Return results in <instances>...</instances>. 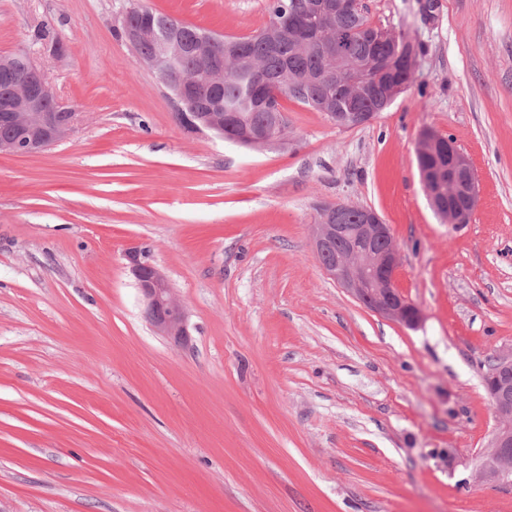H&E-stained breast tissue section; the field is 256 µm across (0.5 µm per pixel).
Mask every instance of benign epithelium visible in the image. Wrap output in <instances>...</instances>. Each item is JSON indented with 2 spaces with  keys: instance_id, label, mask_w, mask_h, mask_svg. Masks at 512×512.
I'll return each instance as SVG.
<instances>
[{
  "instance_id": "1",
  "label": "benign epithelium",
  "mask_w": 512,
  "mask_h": 512,
  "mask_svg": "<svg viewBox=\"0 0 512 512\" xmlns=\"http://www.w3.org/2000/svg\"><path fill=\"white\" fill-rule=\"evenodd\" d=\"M131 45L152 42L157 56L149 60L154 69L159 61L170 64L159 73L169 90L177 111L195 131H208L236 144L259 148L284 140L280 118L272 116L261 126L231 127L224 115L200 108L204 94L215 95L224 89V67L218 61L208 66L207 92H202L193 70L175 61L185 57V49H175L172 35L160 32L150 10H128L122 17ZM212 41L204 39L193 51L194 58L208 54ZM76 113L65 107L56 89L48 81L44 68L27 56L25 71L11 82L9 105L0 114V124L9 129L0 133V151L33 154L46 150L64 139L72 130ZM429 197L444 211L450 224L467 222L477 202L474 171L468 158L453 143H448L446 168L431 166L423 173ZM355 207L349 202L327 204L320 208L319 223L314 225L312 244L323 270L349 291L368 309L406 328H417L423 319L421 310L408 301L395 285L399 252L390 225L369 208L360 209L361 223L344 224L342 214ZM131 270L146 299V317L155 331L176 343L187 341V317L184 305L174 295L166 275L156 266L141 260L140 254H127ZM490 401L494 426L488 451L476 473L480 482L512 484V353L497 356L483 377Z\"/></svg>"
}]
</instances>
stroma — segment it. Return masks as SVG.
<instances>
[{"instance_id":"1","label":"stroma","mask_w":512,"mask_h":512,"mask_svg":"<svg viewBox=\"0 0 512 512\" xmlns=\"http://www.w3.org/2000/svg\"><path fill=\"white\" fill-rule=\"evenodd\" d=\"M363 3L412 42L408 91L352 128L283 100L285 144L252 150L181 126L120 27L135 4L249 36L269 0H0V54L30 50L77 113L0 152V512H512V486L472 478L482 377L512 351V0ZM42 21L62 58L31 44ZM427 131L473 166L469 223L429 204ZM337 202L390 224L418 328L321 268ZM132 249L185 345L149 325ZM127 257L146 299L148 321L160 336L175 344H184L188 337L185 307L174 295L166 275L142 261L137 251H129Z\"/></svg>"}]
</instances>
